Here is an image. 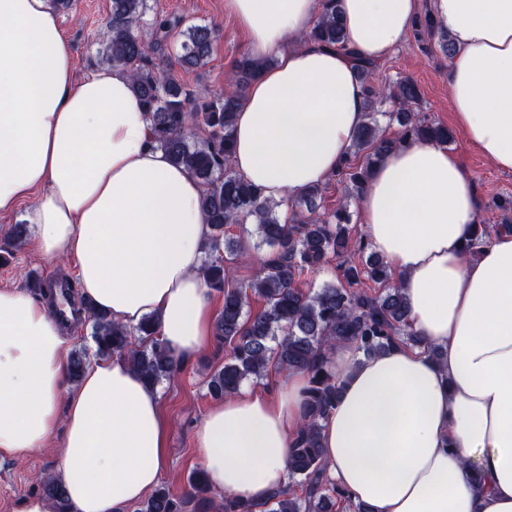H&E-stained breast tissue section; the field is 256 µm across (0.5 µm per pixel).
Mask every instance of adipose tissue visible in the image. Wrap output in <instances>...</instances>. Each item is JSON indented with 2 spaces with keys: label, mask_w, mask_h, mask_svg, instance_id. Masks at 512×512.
I'll return each mask as SVG.
<instances>
[{
  "label": "adipose tissue",
  "mask_w": 512,
  "mask_h": 512,
  "mask_svg": "<svg viewBox=\"0 0 512 512\" xmlns=\"http://www.w3.org/2000/svg\"><path fill=\"white\" fill-rule=\"evenodd\" d=\"M421 0H340L346 51L304 43L320 0H224L252 57L266 60L238 108L232 166L279 204L325 184L364 121L355 58L406 42ZM452 36L457 127L512 171V0H432ZM76 56L50 0H0V212L26 221L49 262L77 258L81 295L116 322L151 316L178 363L211 336L200 274L211 228L205 186L151 137L125 71L76 80ZM372 250L408 302L432 358L396 346L363 357L337 345L341 389L322 423L327 478L370 512H512V234L476 259L465 246L482 200L446 145L406 143L374 165L358 202ZM52 299L0 289V453L58 442L72 512H126L158 483L168 422L158 390L120 357L90 364L75 388L71 334ZM305 373L244 388L194 431L211 490L261 512L288 480Z\"/></svg>",
  "instance_id": "obj_1"
}]
</instances>
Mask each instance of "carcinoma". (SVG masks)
<instances>
[{"mask_svg": "<svg viewBox=\"0 0 512 512\" xmlns=\"http://www.w3.org/2000/svg\"><path fill=\"white\" fill-rule=\"evenodd\" d=\"M147 11V0H112V8L99 35L97 58L102 64L128 71L133 89L152 120L153 140L171 161L188 169L207 191L203 211L211 226L202 275L206 286L223 296L217 322V336L227 353L207 381L208 394L222 400L236 393L246 380L259 382L272 369L304 371L309 385L303 407V422L292 440L288 457L291 484L276 489L270 512H333L343 492L325 476L326 466L319 443L321 422L333 409L340 382L330 365V351L340 343H353L371 356L396 345L417 346L430 356L438 350L407 325V302L388 266L374 252L364 233L350 224L348 204L323 216L322 187H312L296 198L291 208L294 219L280 222L279 204L265 198L261 189L249 183L232 167L231 131L240 95H215L201 100L163 75L161 50L170 34L183 37L180 64L186 69L201 67L214 51L217 30L209 25L181 28L182 20L171 16L153 19V41L139 33ZM441 35L440 50L450 58L456 51L453 39L438 30L431 13L417 19L414 36ZM305 43L349 52L340 18L338 0H322L320 17L302 37ZM263 63L245 54L234 69L236 84H249ZM358 76L365 84V120L358 130L353 149L338 167L335 177L346 181L352 196L364 191L371 169L379 157L406 140L425 139L446 144L448 127L418 116L421 99L417 83L410 78L376 82L380 64L355 59ZM386 117L400 127L398 135L384 134L379 118ZM251 221L258 241L249 245L227 233L232 224ZM512 223L480 224L466 249L477 256L493 233L511 232ZM267 246L255 278L236 284L227 278L224 262L248 261L251 247ZM358 254L361 262L350 257ZM336 262L338 284L308 291L300 288L303 274ZM263 301L257 312L248 309L249 295ZM92 322L94 355L98 358L125 357L145 382L157 386L171 379L178 365L158 338L156 321L147 316L134 326L120 324L107 314L85 304ZM88 364L85 351L70 356L71 379H79ZM298 485L296 493L292 485ZM47 497L56 512H70L65 491L55 477L42 478ZM140 512H253L252 506L226 495L216 502L204 471L189 478V491L174 496L165 486L157 487Z\"/></svg>", "mask_w": 512, "mask_h": 512, "instance_id": "1", "label": "carcinoma"}]
</instances>
